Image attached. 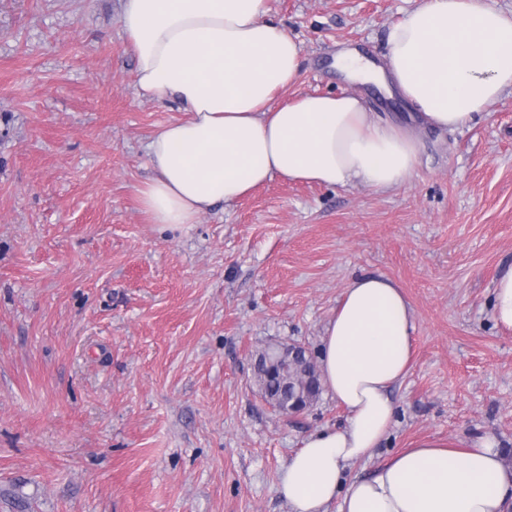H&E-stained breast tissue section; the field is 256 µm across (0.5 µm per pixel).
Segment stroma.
I'll use <instances>...</instances> for the list:
<instances>
[{
    "mask_svg": "<svg viewBox=\"0 0 512 512\" xmlns=\"http://www.w3.org/2000/svg\"><path fill=\"white\" fill-rule=\"evenodd\" d=\"M422 0H270L304 50L280 101L334 91L337 50L384 63ZM123 0H0V512H289L281 467L342 424L328 394L269 407L258 353L320 351L348 282H397L415 354L374 457L424 438L495 436L512 454V332L491 290L512 263V93L458 131L417 128L411 183L376 191L278 178L182 230L141 212L150 136L181 118L140 96Z\"/></svg>",
    "mask_w": 512,
    "mask_h": 512,
    "instance_id": "stroma-1",
    "label": "stroma"
}]
</instances>
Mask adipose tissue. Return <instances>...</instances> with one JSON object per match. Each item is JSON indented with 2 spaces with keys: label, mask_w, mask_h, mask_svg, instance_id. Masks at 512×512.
<instances>
[{
  "label": "adipose tissue",
  "mask_w": 512,
  "mask_h": 512,
  "mask_svg": "<svg viewBox=\"0 0 512 512\" xmlns=\"http://www.w3.org/2000/svg\"><path fill=\"white\" fill-rule=\"evenodd\" d=\"M121 24L141 94L186 113L152 135V174L137 189L141 211L164 228L197 223L275 177L403 186L419 165L416 125L463 128L512 91V12L488 0H423L391 26L384 65L355 49L336 53L347 80L414 106L409 125L379 121L356 94L306 93L275 104L297 83L303 48L269 20L267 0H125ZM414 333L397 283L350 281L319 355L323 384L347 416L306 437L284 465L279 491L289 512L333 504L338 512H512V468L490 436L424 438L373 475H353L392 427L390 391L408 373Z\"/></svg>",
  "instance_id": "obj_1"
}]
</instances>
